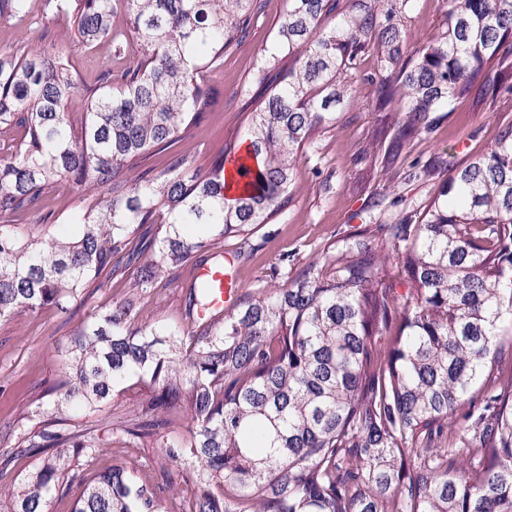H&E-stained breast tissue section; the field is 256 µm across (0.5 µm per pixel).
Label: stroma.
Masks as SVG:
<instances>
[{"mask_svg":"<svg viewBox=\"0 0 512 512\" xmlns=\"http://www.w3.org/2000/svg\"><path fill=\"white\" fill-rule=\"evenodd\" d=\"M43 4L44 0H29L24 22H0V51L13 52L22 46L65 51L89 84L95 82L104 66L123 67L137 54L138 46L132 40L127 42L124 54L118 55L106 45L89 51L44 34ZM287 4L288 0H267L264 12L243 41L225 52L223 65L208 70L205 84L218 93L213 112L188 140L173 145L170 152L151 157V166L165 167L173 153L191 154L197 164L206 166L225 145L238 139L246 124L241 108L253 88L257 53L270 44ZM446 10V0H418L408 20L409 53H416L431 42ZM367 96V86L357 85L355 98L342 110L336 127L318 134L317 151L305 149L297 153L298 183L292 202L282 214L257 228L250 249L237 263L240 295H254L271 283H284L287 275L296 274L300 263L314 257L327 242L342 239L364 224L391 222L401 212L396 204L398 197L427 199L449 169L481 154L498 139L505 125L512 124L511 104L500 103L477 111L471 101H453L433 130L415 138L406 148L408 160L436 165L434 180L407 183L401 169L385 171L357 157L377 127L378 115ZM377 197L384 200L382 208L370 209V202ZM192 276V267H184L175 281L147 297L138 315L139 324L192 331L185 310L186 285ZM128 288V281L115 280L92 289L90 298L72 304L65 316L46 310L19 312L0 320V448L14 446L24 434L39 430L40 417L35 408L55 399L63 379L61 354L74 330L91 320L96 311L122 299ZM141 399L140 391L134 390L86 415V422L93 424L102 444L95 469H106L120 460L136 475L149 476L153 482L171 480L181 498L193 497L191 473L165 466L162 448L147 443L124 453L113 444V421L129 418Z\"/></svg>","mask_w":512,"mask_h":512,"instance_id":"stroma-1","label":"stroma"}]
</instances>
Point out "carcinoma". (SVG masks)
Returning <instances> with one entry per match:
<instances>
[{"mask_svg":"<svg viewBox=\"0 0 512 512\" xmlns=\"http://www.w3.org/2000/svg\"><path fill=\"white\" fill-rule=\"evenodd\" d=\"M69 38L138 56L81 81L63 54L0 52V127L20 128L0 158V217L36 212L54 224L49 195L81 200L74 234L23 236L0 224V319L69 313L88 284L130 275L129 291L80 327L63 355L59 395L40 430L0 454V503L50 512L79 460L101 445L70 414L143 391L141 413L112 425L124 448L146 439L172 465L194 467L196 492L176 501L119 462L84 485L71 512H512V124L450 170L434 195L390 224L327 243L283 285L248 295L186 334L141 326L142 297L218 239L282 213L295 157L317 151L356 82L374 111L394 117L372 157L394 168L454 100L512 99V0H446L441 29L408 55L416 0H288L255 63L258 89L240 141L210 169L187 154L154 173L133 171L185 140L216 102L202 83L239 43L264 0H45ZM128 34L113 24L117 6ZM28 0H0L21 22ZM288 56V66L280 65ZM376 57L372 72L362 58ZM435 167L413 163L406 182ZM191 281L187 315L210 302ZM472 420L459 425L458 412ZM190 418L183 431L181 415ZM19 456L41 461L13 475Z\"/></svg>","mask_w":512,"mask_h":512,"instance_id":"cac0c4a2","label":"carcinoma"}]
</instances>
